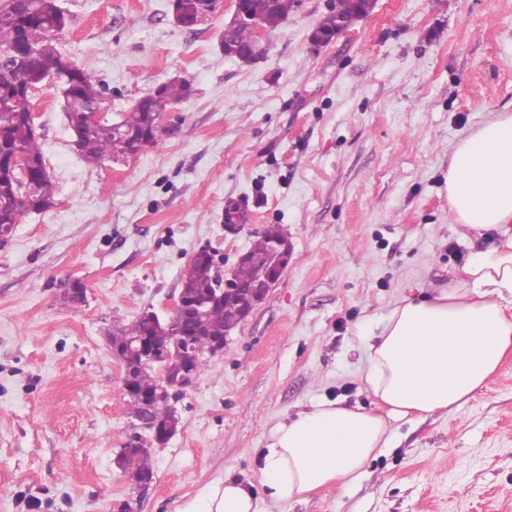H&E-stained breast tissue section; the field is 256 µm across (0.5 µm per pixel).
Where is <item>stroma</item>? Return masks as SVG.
I'll use <instances>...</instances> for the list:
<instances>
[{"instance_id":"35a3bbf8","label":"stroma","mask_w":512,"mask_h":512,"mask_svg":"<svg viewBox=\"0 0 512 512\" xmlns=\"http://www.w3.org/2000/svg\"><path fill=\"white\" fill-rule=\"evenodd\" d=\"M57 3L56 47L103 84L112 121L163 82L192 93L161 145L96 167L60 92L32 97L56 199L0 240V512H180L224 475L259 483L258 448L311 403L371 406L369 346L404 284H447L468 251L444 180L453 145L512 112V0H377L325 46L309 35L327 0H301L248 63L221 48L231 0L193 31L172 0ZM241 197L251 212L230 235ZM270 224L293 257L183 390L184 429L137 491L115 464L131 418L107 338L170 314L199 249L232 273ZM70 278L77 308L60 296ZM391 429L350 486L268 512H512V352L467 402Z\"/></svg>"}]
</instances>
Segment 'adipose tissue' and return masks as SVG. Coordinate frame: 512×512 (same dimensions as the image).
<instances>
[{"label":"adipose tissue","mask_w":512,"mask_h":512,"mask_svg":"<svg viewBox=\"0 0 512 512\" xmlns=\"http://www.w3.org/2000/svg\"><path fill=\"white\" fill-rule=\"evenodd\" d=\"M448 211L469 241L447 286L420 281L390 309L364 375L378 406L312 404L278 423L258 453L259 483L227 476L181 512H261L349 484L389 447L390 421L448 409L494 378L512 351V113L496 112L456 142L445 180Z\"/></svg>","instance_id":"adipose-tissue-1"}]
</instances>
